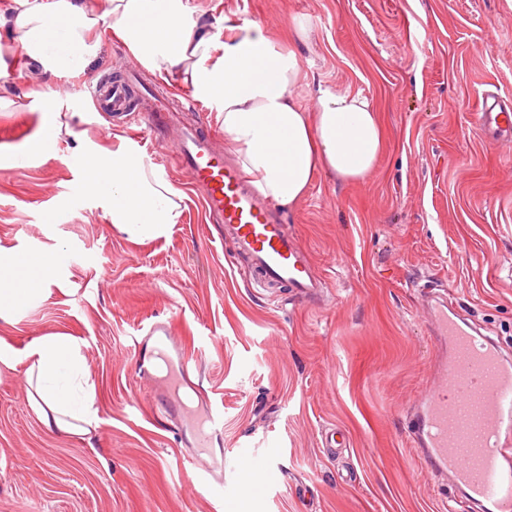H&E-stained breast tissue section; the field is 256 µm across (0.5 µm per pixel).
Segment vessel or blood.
Instances as JSON below:
<instances>
[{
	"label": "vessel or blood",
	"instance_id": "obj_1",
	"mask_svg": "<svg viewBox=\"0 0 512 512\" xmlns=\"http://www.w3.org/2000/svg\"><path fill=\"white\" fill-rule=\"evenodd\" d=\"M89 93L95 111L132 109L124 80L101 81ZM477 123L512 132V109L486 96ZM211 141V133L189 129L174 148L179 166L200 195L206 221L224 225L265 280L286 286L295 296L317 294L323 283L311 275L294 234L241 168L212 149ZM429 313L438 380L412 407L409 439L426 470L446 476L477 512H512V355L466 323L447 299L432 297ZM148 334L156 345L140 355L141 369L163 364L169 371L167 381L158 382L153 400L189 432L182 462H204L202 482L215 486V474L224 468L214 448L223 434L224 414L213 410L209 399L196 404L181 396V389L192 385L190 359L184 351H171V322L153 323Z\"/></svg>",
	"mask_w": 512,
	"mask_h": 512
}]
</instances>
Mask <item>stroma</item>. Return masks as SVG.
Here are the masks:
<instances>
[{"mask_svg":"<svg viewBox=\"0 0 512 512\" xmlns=\"http://www.w3.org/2000/svg\"><path fill=\"white\" fill-rule=\"evenodd\" d=\"M216 40L254 21L295 47L309 104L320 81L375 104L384 149L366 180L318 172L282 215L324 286L316 300L255 284L220 224L172 160L181 130L221 120L174 76L151 72L95 17L94 53L46 73L0 30V246L63 247V288L0 337L17 351L61 331L77 339L100 423L90 436L47 432L26 397L24 366L0 376V512H473L431 481L408 443L405 411L432 382L434 342L424 304L447 297L512 352V150L481 132L485 95L512 104V0H188ZM307 40L294 43L293 20ZM135 73L156 96L189 108L148 124L95 112L88 87ZM62 97L72 134L28 157L43 110ZM138 145L183 194L179 223L134 242L80 188L73 155ZM171 321L197 361L195 379L224 411L223 504L201 498L181 468L176 424L145 405L155 379L139 375L136 344ZM348 450L322 446L326 428ZM269 480L250 482L253 460Z\"/></svg>","mask_w":512,"mask_h":512,"instance_id":"obj_1","label":"stroma"}]
</instances>
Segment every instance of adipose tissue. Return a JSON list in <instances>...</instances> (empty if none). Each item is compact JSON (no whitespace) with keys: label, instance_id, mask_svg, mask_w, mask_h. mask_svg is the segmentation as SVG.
Here are the masks:
<instances>
[{"label":"adipose tissue","instance_id":"1","mask_svg":"<svg viewBox=\"0 0 512 512\" xmlns=\"http://www.w3.org/2000/svg\"><path fill=\"white\" fill-rule=\"evenodd\" d=\"M103 23L147 69L176 74L196 98L219 113L231 149L261 194L281 207L296 204L315 174L344 182L367 178L384 147L372 101L359 92L317 82L308 109L291 92L300 80L298 56L283 51L257 22L235 26L216 43L184 0H104ZM94 24L79 0H15L0 13V29L15 32L28 58L62 72L90 52ZM83 190L106 204L110 221L129 240L161 234L181 216V192L131 143L79 158ZM62 253L0 246V323L40 303L60 283ZM26 361L28 401L40 423L58 436H87L99 422L93 383L74 337L47 333L17 353L0 339V368Z\"/></svg>","mask_w":512,"mask_h":512}]
</instances>
